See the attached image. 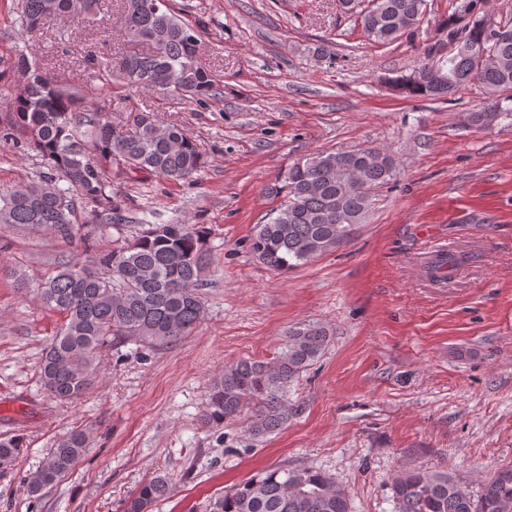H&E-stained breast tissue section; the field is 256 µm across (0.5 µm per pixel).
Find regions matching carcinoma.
<instances>
[{"label": "carcinoma", "instance_id": "cac0c4a2", "mask_svg": "<svg viewBox=\"0 0 512 512\" xmlns=\"http://www.w3.org/2000/svg\"><path fill=\"white\" fill-rule=\"evenodd\" d=\"M360 0H342L358 10L366 37L389 44L414 33L427 0H378L359 9ZM485 0H466L438 20L448 30L453 51L435 65L424 62L392 79L409 96L446 99L459 87L478 83L488 106L464 113L477 130L501 119L512 120V22L487 42L496 24L483 11ZM105 0H21V23L33 33L51 16L77 22L97 17ZM124 37L147 44L140 52L115 53L98 61L86 84H62L41 73L30 74L23 92L0 113L4 141L24 144L46 165L45 183L0 188V226L50 231L69 242L87 243L105 224H125L122 199L112 186L135 173L178 182L204 167L198 144L175 125H164L152 112H139L133 127L112 126L87 100L118 82L155 92L170 103L205 102L214 83L196 55L199 31L183 22L167 4L120 0ZM371 148L320 152L288 166L283 183L268 188L284 195L276 215L256 225L249 250L267 268L284 271L305 265L347 240L364 221L372 191L392 179L396 161L387 152L370 160ZM95 219L80 224L78 208ZM153 210L142 207L130 237L112 241L99 252L101 271L67 261L42 281L37 301L60 314L62 324L43 352L41 384L61 403L82 398L99 378L101 354L118 341L164 346L191 335L203 314L199 288L209 265L208 230L200 224H155ZM466 256L441 253L426 265L430 280L441 282L457 271ZM330 332L318 322L288 328L273 358L237 360L211 385L203 420L218 427L248 409V431L265 436L282 429L291 414L288 387L318 360ZM20 439L0 441V465L19 457ZM89 452L88 436L75 429L61 437L41 469V484L27 483L35 497L70 472ZM172 481L158 474L140 484L122 502V512H152L169 495ZM395 512H512V468L498 470L472 498L446 473L413 469L392 483ZM213 512H352L345 490L316 470L268 469L235 485L217 499Z\"/></svg>", "mask_w": 512, "mask_h": 512}]
</instances>
